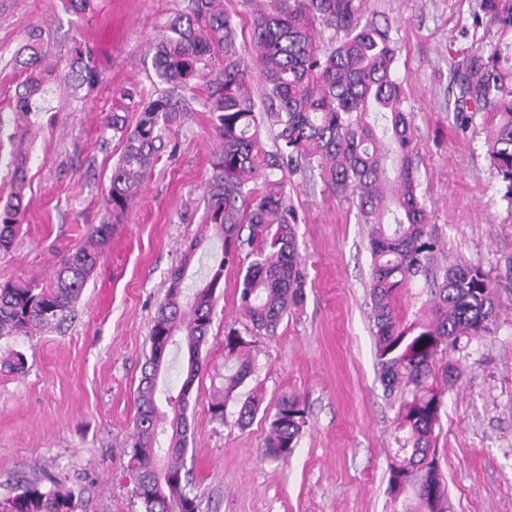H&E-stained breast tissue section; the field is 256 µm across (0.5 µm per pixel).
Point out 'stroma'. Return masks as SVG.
<instances>
[{
    "instance_id": "35a3bbf8",
    "label": "stroma",
    "mask_w": 512,
    "mask_h": 512,
    "mask_svg": "<svg viewBox=\"0 0 512 512\" xmlns=\"http://www.w3.org/2000/svg\"><path fill=\"white\" fill-rule=\"evenodd\" d=\"M179 0H96L64 10L61 0H0V111H12L22 74L12 56L32 28L43 29L50 59L66 65L75 43L96 52L106 82L82 101L61 77L33 122H20L28 154V209L0 280L53 276L58 250L100 223L118 143L99 145L114 91H151V45ZM477 0H364L365 17L389 19L400 46L396 74L412 113L419 191L428 225L444 249L435 266L482 261L495 278L502 318L472 354L465 381L448 392L439 457L453 512H512V207L502 199L479 125L460 130L448 108L451 71L462 49L484 42L473 30ZM208 113L179 127L163 159L117 224L100 266L59 327L12 340L25 372L0 370V501L17 477L80 494L79 512H141L124 466L137 388L168 272L195 237L212 169ZM288 194L298 217L305 299L274 335L251 337L258 369L211 420L213 385L224 373V328L246 331L237 312L241 266L224 284L195 383L185 456L188 489L200 512H391L388 455L396 409L375 367L367 283L370 253L354 210L321 183L296 175ZM305 404L308 423L288 462L263 459L271 415L282 396ZM261 399L247 427V397Z\"/></svg>"
}]
</instances>
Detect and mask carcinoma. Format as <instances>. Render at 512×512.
<instances>
[{
	"mask_svg": "<svg viewBox=\"0 0 512 512\" xmlns=\"http://www.w3.org/2000/svg\"><path fill=\"white\" fill-rule=\"evenodd\" d=\"M363 0H188L177 8L154 45L152 64L163 88L146 94L129 88L113 95L100 140H118L105 214L86 231V242L64 251L46 282L0 281V339L31 336L61 323L73 311L112 239V221L123 215L165 154L173 130L190 112L209 113L218 137L207 183L201 229L169 272L149 334V353L138 386L128 473L142 512H199L188 487L184 454L188 409L202 371V346L211 326L224 267L246 264L238 311L255 336L275 332L302 305L305 276L298 260L288 177L300 170L356 210L367 227L368 283L375 361L387 397L397 406V447L391 449L387 493L392 512H451L435 429L444 396L467 371L471 349L499 317L498 287L480 262H452L433 276L425 318L403 324L396 300L432 268L439 242L428 231L419 196L418 161L410 110L395 76L400 52L388 21L362 16ZM251 16L250 60L238 44L240 13ZM472 27L492 38L463 56L453 70L452 111L464 126L481 117L484 146L502 198L512 207V0H478ZM331 33L324 38L325 33ZM43 31L28 32L21 61L25 77L16 92V114L43 109L45 85L55 66L42 52ZM68 76L94 90L104 75L93 51L76 45ZM264 92L257 95L255 81ZM209 87L203 99L197 84ZM19 139L16 121L0 113V145ZM26 152L10 155L11 192L0 206V252L13 247L24 218ZM248 235L242 236L243 228ZM220 243V255L208 249ZM208 258L204 275L191 278L195 259ZM250 342L224 328V381L208 405L224 422V407L256 372ZM181 363L176 388L163 385L171 363ZM0 368L21 372L24 354L0 350ZM256 396L242 405L248 425ZM307 413L299 398H282L271 417L263 456L286 460ZM79 495L57 485L41 489L17 480V493L0 512H78Z\"/></svg>",
	"mask_w": 512,
	"mask_h": 512,
	"instance_id": "obj_1",
	"label": "carcinoma"
}]
</instances>
